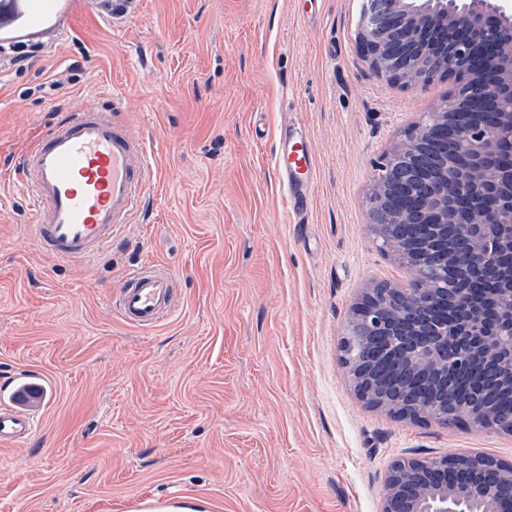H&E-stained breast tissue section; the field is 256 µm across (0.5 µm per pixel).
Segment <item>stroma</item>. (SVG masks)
I'll use <instances>...</instances> for the list:
<instances>
[{"instance_id":"1","label":"stroma","mask_w":512,"mask_h":512,"mask_svg":"<svg viewBox=\"0 0 512 512\" xmlns=\"http://www.w3.org/2000/svg\"><path fill=\"white\" fill-rule=\"evenodd\" d=\"M359 19V0H95L23 70L0 67V178L55 114L116 95L152 163L121 242L86 262L43 254L26 189L0 181V381L25 368L55 387L34 437L0 447V512L181 495L378 512L396 457L512 463V436L388 416L341 367L362 288L406 277L368 229L378 157L448 92L378 78ZM285 127L313 143L304 213L274 168ZM147 262L174 274L176 315L139 329L111 302Z\"/></svg>"}]
</instances>
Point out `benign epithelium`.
Returning <instances> with one entry per match:
<instances>
[{
    "mask_svg": "<svg viewBox=\"0 0 512 512\" xmlns=\"http://www.w3.org/2000/svg\"><path fill=\"white\" fill-rule=\"evenodd\" d=\"M356 43L370 69L399 88L448 82L441 104L389 145L367 193L369 227L409 278L370 284L353 304L344 365L357 397L382 413L440 426L459 403L456 373L485 392L512 391V0H363ZM452 266L502 289L494 321L448 283ZM459 310L448 322V306ZM464 423L512 435V414L472 409ZM512 465L490 457L401 456L384 478L380 512H505Z\"/></svg>",
    "mask_w": 512,
    "mask_h": 512,
    "instance_id": "obj_1",
    "label": "benign epithelium"
}]
</instances>
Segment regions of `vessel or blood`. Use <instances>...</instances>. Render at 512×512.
<instances>
[{
    "label": "vessel or blood",
    "instance_id": "b4317fda",
    "mask_svg": "<svg viewBox=\"0 0 512 512\" xmlns=\"http://www.w3.org/2000/svg\"><path fill=\"white\" fill-rule=\"evenodd\" d=\"M81 0H16L0 38L55 39ZM275 167L288 200L303 210L313 187L312 153L306 136H281ZM13 178L31 188L37 222L31 233L48 255L69 261L92 257L129 218L150 181L143 140L112 114L88 104L66 113L22 153ZM171 273L143 265L132 270L113 307L126 324L150 329L175 310ZM54 391L34 372L0 386V446H12L34 431Z\"/></svg>",
    "mask_w": 512,
    "mask_h": 512
}]
</instances>
